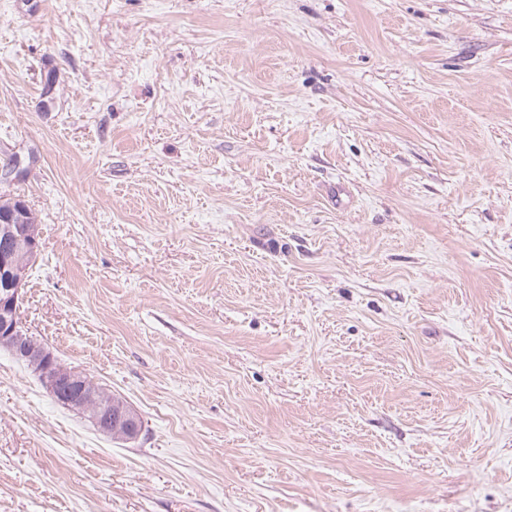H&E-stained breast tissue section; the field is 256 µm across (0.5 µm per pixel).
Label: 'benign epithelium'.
I'll use <instances>...</instances> for the list:
<instances>
[{"label": "benign epithelium", "mask_w": 512, "mask_h": 512, "mask_svg": "<svg viewBox=\"0 0 512 512\" xmlns=\"http://www.w3.org/2000/svg\"><path fill=\"white\" fill-rule=\"evenodd\" d=\"M40 250V244L28 237L20 223L11 225L10 232L0 237V348L38 369L46 392L57 405L85 415L103 434L137 439L142 422L131 406L112 402L83 372L57 365L50 351L24 335L20 305L27 267L19 255L25 253L33 261Z\"/></svg>", "instance_id": "benign-epithelium-1"}]
</instances>
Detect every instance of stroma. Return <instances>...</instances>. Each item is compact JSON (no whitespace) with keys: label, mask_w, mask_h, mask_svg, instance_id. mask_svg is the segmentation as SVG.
<instances>
[{"label":"stroma","mask_w":512,"mask_h":512,"mask_svg":"<svg viewBox=\"0 0 512 512\" xmlns=\"http://www.w3.org/2000/svg\"><path fill=\"white\" fill-rule=\"evenodd\" d=\"M0 512H512V0H0ZM18 224L10 225V232L0 237V348L38 369L43 386L59 406L85 415L93 426L110 437L135 440L142 431L139 414L127 403H113L106 399L100 387L83 372L72 367L58 366L55 356L40 343L24 335L20 318L23 301L22 286L28 266L19 261L26 253L32 262L41 247L35 217L30 209ZM36 239V240H33Z\"/></svg>","instance_id":"obj_1"}]
</instances>
